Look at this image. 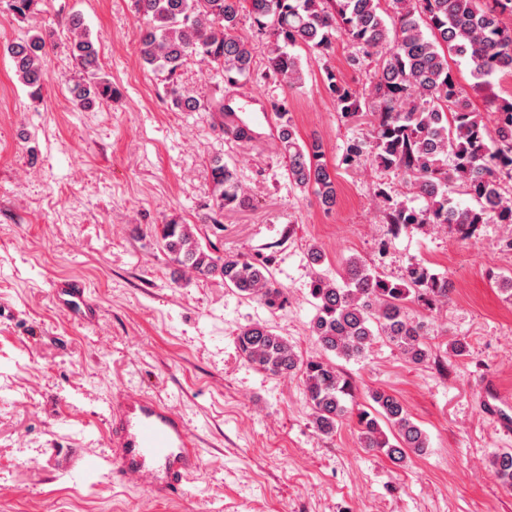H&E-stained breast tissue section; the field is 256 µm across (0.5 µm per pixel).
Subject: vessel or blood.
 Segmentation results:
<instances>
[{
	"label": "vessel or blood",
	"instance_id": "1",
	"mask_svg": "<svg viewBox=\"0 0 512 512\" xmlns=\"http://www.w3.org/2000/svg\"><path fill=\"white\" fill-rule=\"evenodd\" d=\"M54 294L59 307L77 318L90 320L97 313L82 281L57 282ZM106 420L109 446L103 456L84 461V474L106 467L113 477L134 481L154 497H191L189 479L202 464V451L179 415L129 386L109 395Z\"/></svg>",
	"mask_w": 512,
	"mask_h": 512
}]
</instances>
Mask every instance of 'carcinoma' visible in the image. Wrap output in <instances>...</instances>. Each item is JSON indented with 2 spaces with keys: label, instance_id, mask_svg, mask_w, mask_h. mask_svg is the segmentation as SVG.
<instances>
[{
  "label": "carcinoma",
  "instance_id": "cac0c4a2",
  "mask_svg": "<svg viewBox=\"0 0 512 512\" xmlns=\"http://www.w3.org/2000/svg\"><path fill=\"white\" fill-rule=\"evenodd\" d=\"M135 0L140 22V55L156 74L172 79L194 57L214 65L224 83L236 85L250 75L257 52L269 74L292 89L301 84L299 58L287 48L306 46L327 54L343 33L354 48L352 62L376 63L369 86L360 90L336 71H325L324 85L347 121L366 116L372 141H353L345 161L392 170L424 200L420 208L398 201L383 187L376 191L386 223L397 228L447 224L464 236L477 224L512 225V96L495 91L491 78L512 77V0ZM247 13L261 35L257 43L235 35ZM70 52L78 80L72 101L84 107L112 95L101 76L99 51L82 28L70 21ZM47 42L31 35L8 46L16 74L40 97ZM465 58L482 94L484 109L464 96L448 65V56ZM175 108L194 112V97L170 88ZM281 123L279 141L288 178L312 191L324 206L336 202V172L325 161L322 144L300 139L280 102L271 104ZM218 188L207 224H219L224 210L250 205L236 173L213 160ZM458 185L475 205L454 201L448 189ZM161 238L174 260L202 277L219 276L224 286L272 312L288 305V292L271 276L268 261L243 253L212 256L191 224H165ZM448 279L410 264L401 278L389 280L356 257L348 259L341 280L316 273L309 294L315 315L310 333L322 350L305 358L288 341L261 323L241 328L238 351L252 367L274 376H296L311 409L315 431L331 437L356 416L360 447L383 453L403 466L410 456L426 454L427 434L401 400L383 389H369L365 404L354 407L356 387L331 356L362 359L382 338L418 364L428 356L423 322L410 315V304L431 306L448 298ZM491 469L512 490V451L496 453Z\"/></svg>",
  "mask_w": 512,
  "mask_h": 512
}]
</instances>
